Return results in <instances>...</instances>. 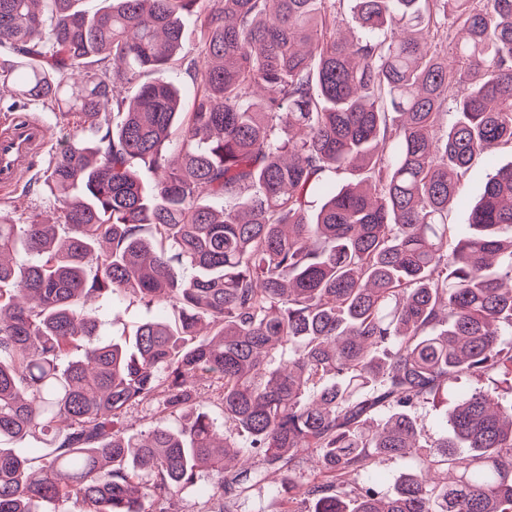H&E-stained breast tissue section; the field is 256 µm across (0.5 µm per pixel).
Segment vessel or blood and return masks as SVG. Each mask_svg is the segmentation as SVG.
Listing matches in <instances>:
<instances>
[{
  "instance_id": "1",
  "label": "vessel or blood",
  "mask_w": 512,
  "mask_h": 512,
  "mask_svg": "<svg viewBox=\"0 0 512 512\" xmlns=\"http://www.w3.org/2000/svg\"><path fill=\"white\" fill-rule=\"evenodd\" d=\"M49 139L47 126L37 117L0 114V188L16 184L30 160Z\"/></svg>"
}]
</instances>
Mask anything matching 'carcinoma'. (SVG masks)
Masks as SVG:
<instances>
[{
  "label": "carcinoma",
  "instance_id": "obj_1",
  "mask_svg": "<svg viewBox=\"0 0 512 512\" xmlns=\"http://www.w3.org/2000/svg\"><path fill=\"white\" fill-rule=\"evenodd\" d=\"M78 4L0 0V84L102 131L44 171L57 223L0 208V512H179L203 471L210 512L270 472L286 512H512V167L448 248L461 178L512 146V0ZM162 69L190 78L189 111L142 80ZM91 298L171 316L116 342ZM451 376L489 386L424 441L414 410ZM26 438L43 452L6 447ZM408 456L393 492L369 479Z\"/></svg>",
  "mask_w": 512,
  "mask_h": 512
}]
</instances>
